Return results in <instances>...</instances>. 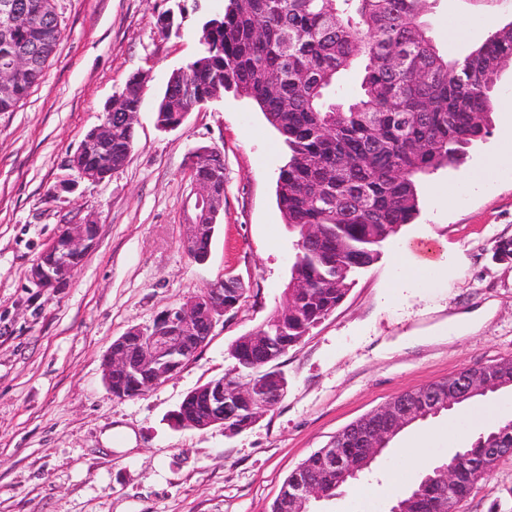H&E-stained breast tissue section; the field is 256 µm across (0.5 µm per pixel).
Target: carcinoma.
Segmentation results:
<instances>
[{
    "label": "carcinoma",
    "instance_id": "1",
    "mask_svg": "<svg viewBox=\"0 0 512 512\" xmlns=\"http://www.w3.org/2000/svg\"><path fill=\"white\" fill-rule=\"evenodd\" d=\"M32 18L13 25L0 54L32 65L0 96L12 112L42 81L63 38L56 0H28ZM428 0H224L202 24L200 51L172 73L158 103L165 128L200 108L215 89L252 99L288 148L276 200L296 236L285 289L288 314L262 324L299 344L343 301L352 275L374 264L385 243L420 212L421 179L464 155L492 125V93L512 62V26L467 56L450 60L429 34ZM358 67L356 89L336 95ZM145 78L131 76L112 101L106 163L116 172L132 150ZM231 368L253 371L249 346L229 348ZM512 444V420L479 434L448 460L453 492L469 496L486 475L485 449ZM406 512H438L435 467Z\"/></svg>",
    "mask_w": 512,
    "mask_h": 512
}]
</instances>
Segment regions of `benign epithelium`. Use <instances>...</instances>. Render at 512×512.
Wrapping results in <instances>:
<instances>
[{"instance_id":"7a95c632","label":"benign epithelium","mask_w":512,"mask_h":512,"mask_svg":"<svg viewBox=\"0 0 512 512\" xmlns=\"http://www.w3.org/2000/svg\"><path fill=\"white\" fill-rule=\"evenodd\" d=\"M22 61L11 56L0 62V93L12 88V78L21 68ZM112 139V107L107 116L85 135L77 154L70 160L82 178L97 182L109 175L98 169L87 168L78 157L99 155L105 143ZM194 217L185 225L182 241L187 255L200 261V242L211 243V222L220 212L219 199L209 183L196 181ZM209 223L203 224L201 220ZM97 224L91 219H76L63 224L58 234L36 257L30 268V279L43 290H54L71 280L76 272L75 263L82 260L95 247ZM232 306L224 303V281L209 287L205 298L190 297L186 302L160 311L152 323L135 327L117 338L108 350L103 364L104 381L115 394L141 396L163 379L176 373L191 360L208 340L215 324ZM249 346L274 359L273 352L287 351L276 338L264 333L247 337ZM286 383L278 373H253L237 377L233 382L224 378L210 381L191 391L168 419L170 426L179 430L203 431L219 425L224 434L233 436L254 425L263 415L255 406L269 403L273 396L285 392ZM503 388L502 379L489 365L477 369H463L436 383L402 394L383 407L363 417L348 429V436L357 444L355 452L341 455L327 447L319 452L322 470L336 473L339 479L355 478L372 464L383 451L385 441L399 432L413 419H424L438 409H454L463 399L485 395ZM456 475L451 470L442 472L438 485L444 490L440 500L441 512H458L452 487ZM330 490L321 480L309 476L305 468L296 470L291 488L284 489L279 498L282 512H311V501L329 498Z\"/></svg>"}]
</instances>
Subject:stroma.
I'll return each mask as SVG.
<instances>
[{
	"instance_id": "stroma-1",
	"label": "stroma",
	"mask_w": 512,
	"mask_h": 512,
	"mask_svg": "<svg viewBox=\"0 0 512 512\" xmlns=\"http://www.w3.org/2000/svg\"><path fill=\"white\" fill-rule=\"evenodd\" d=\"M179 2V33L160 35L158 15ZM220 6L57 0L64 37L44 80L0 113V512H270L289 472L348 425L461 369L512 360V259L497 253L512 239V162L488 163L512 127L509 65L489 135L426 179L417 219L280 358L288 392L276 407L234 436L169 425L190 391L223 376L231 344L283 307L295 254L275 196L288 154L251 100L228 92L175 129L156 124L172 72L197 54L202 21ZM427 22L440 51L461 58L512 22V0H431ZM138 72L148 83L126 165L80 178L70 157ZM201 146L224 154V209L197 262L181 238L194 199L187 157ZM85 217L98 226L96 247L69 282L38 288L33 260L62 224ZM417 240L435 244L441 269L397 262ZM232 276L245 297L193 359L147 395H112L102 360L115 339ZM454 317L462 328L451 335ZM481 402L488 416L455 409L405 426L369 473L314 512H386L373 486L393 472L409 486L422 476L405 465L404 446L428 437L432 460L445 462L512 420L511 388ZM448 422L457 440L441 435ZM459 512H512V458Z\"/></svg>"
}]
</instances>
